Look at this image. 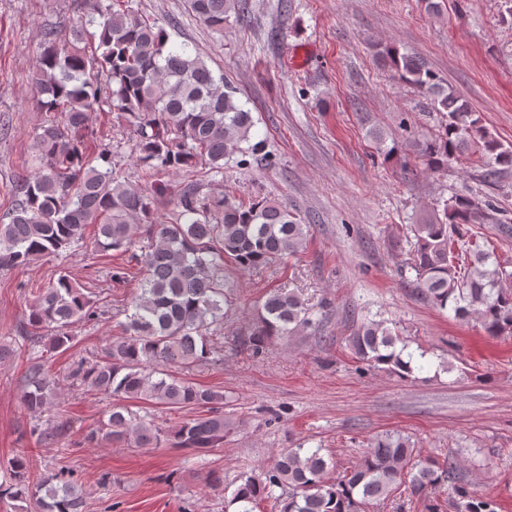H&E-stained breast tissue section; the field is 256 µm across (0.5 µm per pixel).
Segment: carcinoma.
Listing matches in <instances>:
<instances>
[{"mask_svg":"<svg viewBox=\"0 0 512 512\" xmlns=\"http://www.w3.org/2000/svg\"><path fill=\"white\" fill-rule=\"evenodd\" d=\"M187 7L215 31L224 30L230 15L249 9L248 0H187ZM381 54L444 114L439 134L422 146L430 166L477 152L489 185L512 169V147L492 136L471 104L422 60L394 47ZM33 80L35 104L46 119L32 134L33 169L15 181L12 208L0 222V269L22 268L70 250L83 240L86 226L95 225L97 251L128 253L145 273L122 310V335L106 340L99 359L72 365L67 377L93 395L205 413L166 430L115 404L90 440L194 451L222 445L233 430L224 419L229 398L195 385L181 372L216 353L209 332L224 325V262L261 269L303 250L308 226L275 199L237 201L198 185L179 189L173 207L159 213V199L116 167L112 144L98 142L90 116L105 110L125 123L145 182L199 164L212 177L222 175L225 159L238 154L245 164L265 152L266 140H252L251 112L224 77H215L189 44L170 43L165 27L137 0H89L68 33L46 29ZM489 207L456 196L412 225L406 269L414 272L417 294L433 307L449 308L460 320L477 318L489 336H511L512 272L462 229L483 222ZM314 314L301 294L277 288L258 309L243 345L257 353L272 339L311 326ZM98 317L91 296L61 275L29 304L28 326L34 332L24 331L16 346L0 343V363L22 349L37 354L44 337L50 349L65 351L74 339L72 328ZM349 346L362 361L386 365L403 377L414 372L408 345L382 322L362 325ZM59 390L55 375L36 362L24 379L22 405L40 417L56 404ZM68 432L64 420L30 429L37 441L52 444ZM459 469L452 458L440 463L418 458L408 439L386 432L342 477L329 481L321 449L300 446L282 452L258 475L242 474L227 507L256 512L273 499L279 512H366L402 491L426 498L446 482L457 512H496L493 499L471 488ZM27 499L36 500L41 512L83 508L73 472L60 470L32 483L26 463L16 459L0 482V501Z\"/></svg>","mask_w":512,"mask_h":512,"instance_id":"obj_1","label":"carcinoma"}]
</instances>
